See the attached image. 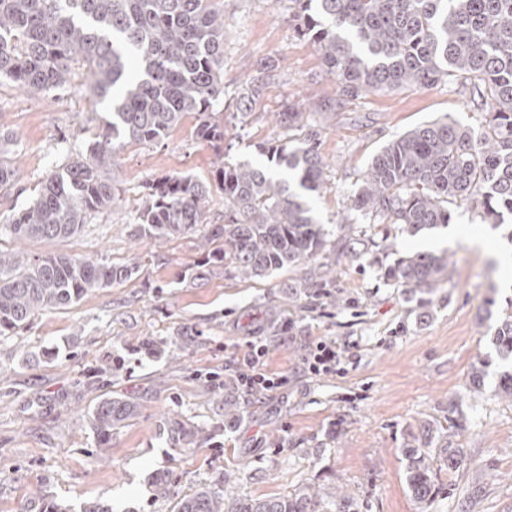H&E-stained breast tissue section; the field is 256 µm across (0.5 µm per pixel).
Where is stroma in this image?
I'll list each match as a JSON object with an SVG mask.
<instances>
[{"label": "stroma", "mask_w": 512, "mask_h": 512, "mask_svg": "<svg viewBox=\"0 0 512 512\" xmlns=\"http://www.w3.org/2000/svg\"><path fill=\"white\" fill-rule=\"evenodd\" d=\"M224 14L223 154L196 135L188 112L159 143L128 144L115 158L117 202L66 240L0 236V251L137 266L130 280L89 292L68 308L48 310L18 333L0 337V512H40L44 499L71 505L100 499L117 512H171L197 484L228 485L237 495H283L302 484L342 491L361 512H512V401L498 397L501 361L492 337L512 311L504 267L489 271L501 230L454 205V222L408 240L405 251L448 252L426 319L382 271L397 256L382 243L389 230L351 211L350 196L372 156L396 135L433 120L476 127L483 113L470 90L440 82L424 88L339 95L313 43L296 30L288 0H213ZM267 71L249 114L236 97ZM78 71L49 97L0 82V136L16 167V188L0 193V215L29 203L47 173L85 151L107 110ZM310 113L327 163V184L312 201L326 246L327 297L306 298L296 270L250 280L216 271L194 278L209 225L224 221V196L213 191L197 232L142 241L130 226L147 188L165 176L211 180L218 159L260 162L259 143L282 137L274 115L288 103ZM332 103L324 120L319 108ZM494 298L486 306V298ZM336 340L342 372L314 376L305 358L314 337ZM162 337L175 352L148 357L141 341ZM267 346L281 377L278 390L240 392L243 413L224 420V383L247 342ZM121 359L124 373L98 377L96 363ZM485 366L482 392L469 390ZM131 401L134 416L102 438L88 422L104 396ZM459 412L463 428L449 419ZM204 426L197 444L165 442L170 421ZM450 428L459 468H441L443 493L420 504L404 477L401 448L421 423ZM168 478V496L153 486ZM235 475L225 483V475Z\"/></svg>", "instance_id": "1"}]
</instances>
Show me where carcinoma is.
<instances>
[{
	"label": "carcinoma",
	"mask_w": 512,
	"mask_h": 512,
	"mask_svg": "<svg viewBox=\"0 0 512 512\" xmlns=\"http://www.w3.org/2000/svg\"><path fill=\"white\" fill-rule=\"evenodd\" d=\"M298 31L309 38L343 97L441 81L472 84L470 102L485 112L481 126L454 121L423 123L389 140L369 161L351 210L395 225L388 247L440 224H451L449 205L466 202L487 224L512 216V0H290ZM85 69L88 88L109 112L86 152L51 171L38 196L0 216V234L33 240L68 239L88 218L112 207V162L129 142L158 143L186 112L199 117L198 138L224 153V125L214 105L224 94V16L212 0H0V79L33 95L67 86ZM252 89L236 99L252 109ZM289 135L257 145L267 163H221L214 183L173 176L149 186L131 235L151 241L186 236L206 219L212 188L224 194V223L211 225L210 244L197 266L224 267L247 278L281 269L303 274L304 294L324 288L316 261L325 248L322 225L307 193L324 185L318 132L307 112L290 103L278 113ZM18 182L0 158V189ZM443 252L406 253L385 267L384 278L431 304L428 295L447 272ZM137 267L69 256L25 260L0 253V337L27 327L39 314L66 308L95 288L132 278ZM503 362L497 395L512 400V313L499 320L492 340ZM133 403L101 398L89 421L101 436L126 422ZM241 416L239 398H224V418ZM199 430L174 423L173 445ZM413 439L402 448L406 483L424 503L439 493L434 458L455 469L459 449ZM172 512H360L349 495L325 496L305 486L274 497L227 495L200 485Z\"/></svg>",
	"instance_id": "carcinoma-1"
}]
</instances>
